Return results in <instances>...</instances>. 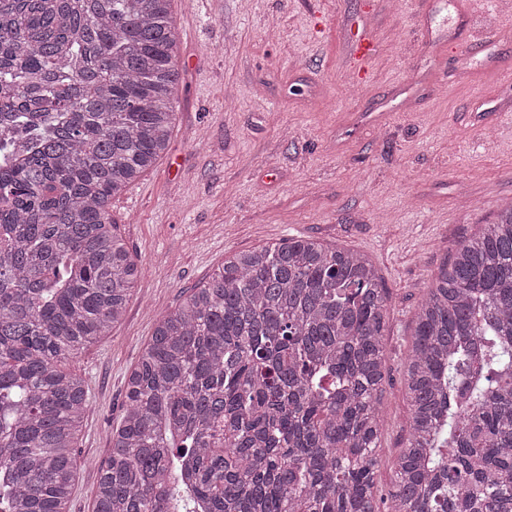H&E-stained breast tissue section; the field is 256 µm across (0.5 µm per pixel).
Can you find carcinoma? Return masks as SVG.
Wrapping results in <instances>:
<instances>
[{
    "mask_svg": "<svg viewBox=\"0 0 512 512\" xmlns=\"http://www.w3.org/2000/svg\"><path fill=\"white\" fill-rule=\"evenodd\" d=\"M172 0H0V512H70L91 409L60 368L141 269L112 224L166 152ZM388 288L364 254L241 251L156 316L94 512H512V202L456 246L405 359L409 436L375 486Z\"/></svg>",
    "mask_w": 512,
    "mask_h": 512,
    "instance_id": "cac0c4a2",
    "label": "carcinoma"
}]
</instances>
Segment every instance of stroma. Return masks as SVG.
Returning <instances> with one entry per match:
<instances>
[{
	"label": "stroma",
	"instance_id": "35a3bbf8",
	"mask_svg": "<svg viewBox=\"0 0 512 512\" xmlns=\"http://www.w3.org/2000/svg\"><path fill=\"white\" fill-rule=\"evenodd\" d=\"M178 112L169 152L112 200L141 268L122 319L63 368L92 407L70 512H93L126 378L153 331L235 252L288 238L357 250L389 292L376 488L408 436L405 358L438 268L512 199V42L483 46L484 0H174ZM377 53L352 58L350 38ZM497 69L486 65L488 57ZM464 70L457 82L442 70Z\"/></svg>",
	"mask_w": 512,
	"mask_h": 512
}]
</instances>
